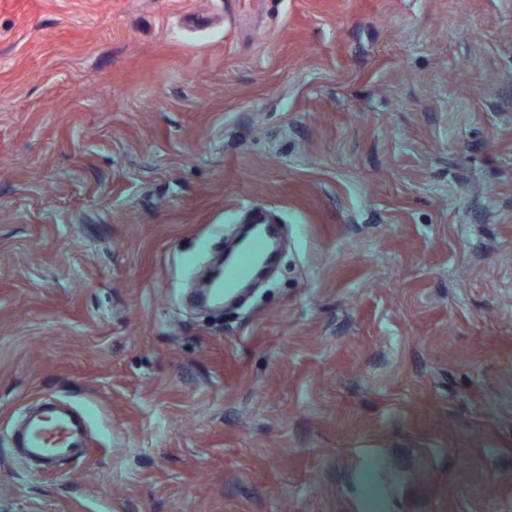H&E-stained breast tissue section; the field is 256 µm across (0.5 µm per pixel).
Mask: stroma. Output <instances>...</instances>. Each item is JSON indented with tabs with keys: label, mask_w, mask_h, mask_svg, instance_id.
Returning <instances> with one entry per match:
<instances>
[{
	"label": "stroma",
	"mask_w": 512,
	"mask_h": 512,
	"mask_svg": "<svg viewBox=\"0 0 512 512\" xmlns=\"http://www.w3.org/2000/svg\"><path fill=\"white\" fill-rule=\"evenodd\" d=\"M254 207L276 272L190 306ZM374 492L512 512V0H0V512ZM89 424L86 417L55 402L30 413L15 440L29 457L45 461L76 456L86 447Z\"/></svg>",
	"instance_id": "1"
}]
</instances>
